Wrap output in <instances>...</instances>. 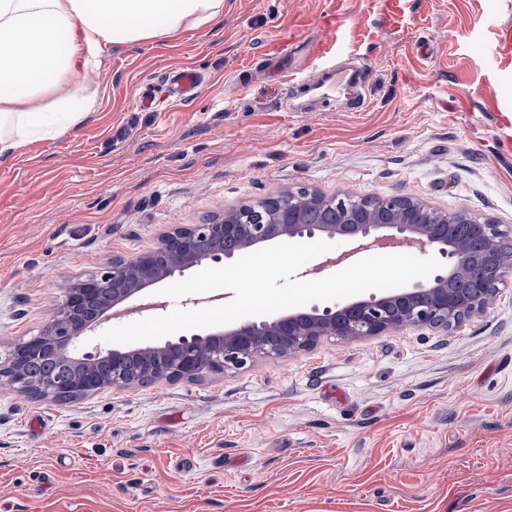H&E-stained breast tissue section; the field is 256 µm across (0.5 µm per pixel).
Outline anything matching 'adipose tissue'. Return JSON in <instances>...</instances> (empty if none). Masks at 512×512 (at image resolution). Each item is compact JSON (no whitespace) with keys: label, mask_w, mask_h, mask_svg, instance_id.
Instances as JSON below:
<instances>
[{"label":"adipose tissue","mask_w":512,"mask_h":512,"mask_svg":"<svg viewBox=\"0 0 512 512\" xmlns=\"http://www.w3.org/2000/svg\"><path fill=\"white\" fill-rule=\"evenodd\" d=\"M224 15V0H0V162L82 128L105 47L165 41Z\"/></svg>","instance_id":"1"}]
</instances>
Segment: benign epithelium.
<instances>
[{
	"instance_id": "benign-epithelium-1",
	"label": "benign epithelium",
	"mask_w": 512,
	"mask_h": 512,
	"mask_svg": "<svg viewBox=\"0 0 512 512\" xmlns=\"http://www.w3.org/2000/svg\"><path fill=\"white\" fill-rule=\"evenodd\" d=\"M336 205L343 209L341 224H305L302 211ZM463 224L480 225L487 236L481 256L485 276L465 296L449 288L465 277L472 261L471 242L457 232ZM512 233L503 225L481 221L467 212L447 213L408 195L351 199L318 191L288 190L269 197L259 213L226 208L206 224L180 225L166 232L160 246L132 258L112 259L104 271L71 282L62 303L49 317L43 335L13 347L7 365L10 385L21 392L53 400L75 401L106 388L144 386L160 380L195 382L210 372L239 370L258 358H281L312 348L322 339L353 340L382 336L406 328L444 332L484 313L490 292L512 273V252L499 250V239ZM322 235L350 241L354 251L380 243L407 246L422 253L436 251L448 259V269L425 283L368 296L339 307L313 308L276 319L249 320L211 332L182 334L162 345L84 350L80 338L118 313H134L144 305L128 303L145 290L174 284L185 271L203 263L221 264L226 254L203 255L196 249L202 237L220 236L239 247L273 240ZM178 349L177 360L157 372L151 356L164 348ZM49 357L73 364L65 380L46 376L33 381L27 366Z\"/></svg>"
}]
</instances>
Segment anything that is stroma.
Segmentation results:
<instances>
[{"mask_svg":"<svg viewBox=\"0 0 512 512\" xmlns=\"http://www.w3.org/2000/svg\"><path fill=\"white\" fill-rule=\"evenodd\" d=\"M367 102L286 111L318 58ZM190 68L186 102L140 96ZM75 134L0 164V364L67 282L306 187L512 225V0H224L108 48ZM0 512H512V275L449 332L325 339L197 382L41 399L0 378Z\"/></svg>","mask_w":512,"mask_h":512,"instance_id":"35a3bbf8","label":"stroma"}]
</instances>
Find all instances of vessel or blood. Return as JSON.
<instances>
[{
    "instance_id": "b4317fda",
    "label": "vessel or blood",
    "mask_w": 512,
    "mask_h": 512,
    "mask_svg": "<svg viewBox=\"0 0 512 512\" xmlns=\"http://www.w3.org/2000/svg\"><path fill=\"white\" fill-rule=\"evenodd\" d=\"M369 67L362 59H351L345 66L329 61L314 67L298 81L297 86L310 99L333 101L344 99L355 104L361 101L369 80ZM202 83L201 76L191 69L174 71L167 78V97L186 100L192 97Z\"/></svg>"
}]
</instances>
